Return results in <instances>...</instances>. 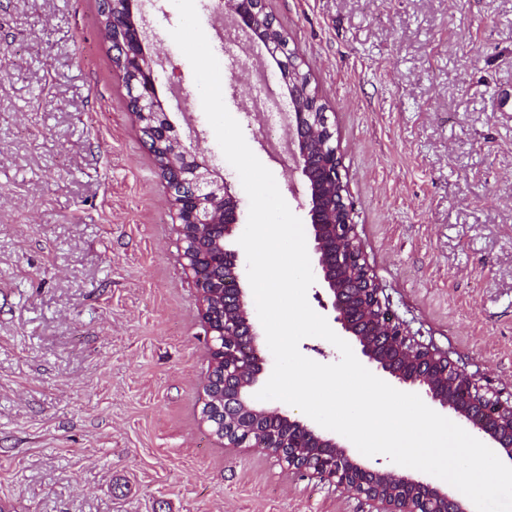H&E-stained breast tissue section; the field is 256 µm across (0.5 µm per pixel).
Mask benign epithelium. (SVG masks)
I'll use <instances>...</instances> for the list:
<instances>
[{
    "instance_id": "7a95c632",
    "label": "benign epithelium",
    "mask_w": 512,
    "mask_h": 512,
    "mask_svg": "<svg viewBox=\"0 0 512 512\" xmlns=\"http://www.w3.org/2000/svg\"><path fill=\"white\" fill-rule=\"evenodd\" d=\"M126 10L118 19L112 0H103L101 32L110 44L122 48L116 64L129 62L144 75V88L130 85L135 98L136 125L147 145L167 159L170 172H159L170 190L176 230L180 240L178 261L184 271L204 261L238 267V251L231 247L237 235L238 201L224 177L212 169L180 139L172 136L173 126L158 97L155 60L146 43L144 17L138 0H124ZM264 0H222L224 14L250 31L264 44L289 85L288 135L295 146L298 169L305 178L309 234L314 242L317 267L326 299L324 308L334 313V322L368 363L401 386L415 387L433 404L455 414L468 427L489 440L499 453L512 460V403L502 402L488 389L461 370L448 356L415 342L402 323L382 303L380 288L363 260L355 232L353 208L344 183L334 132L326 105L311 87L309 74L288 47L285 35L273 39V29L263 12ZM219 228L213 251L199 250L198 241ZM205 333L210 338L212 369L205 387L203 416L214 426L213 434L227 448H247L259 436L264 448L283 466L317 475L323 481L381 503L383 512H467L463 502L422 481L388 469L369 468L355 461L332 438L317 432L277 409H268L255 399V387L263 371L262 362L241 360V337L257 344L250 305L241 288L224 295V317L217 318L209 293L199 290ZM378 325V339L365 336L358 316ZM460 385L466 405H460L443 391Z\"/></svg>"
}]
</instances>
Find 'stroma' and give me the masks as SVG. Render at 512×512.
<instances>
[{"instance_id": "stroma-1", "label": "stroma", "mask_w": 512, "mask_h": 512, "mask_svg": "<svg viewBox=\"0 0 512 512\" xmlns=\"http://www.w3.org/2000/svg\"><path fill=\"white\" fill-rule=\"evenodd\" d=\"M327 106L380 297L419 343L512 400V0H265ZM223 99L299 218L306 185L250 108L290 99L266 48L196 0ZM178 135L249 200L145 0ZM0 499L12 512H379L228 448L170 193L127 109L97 0H0Z\"/></svg>"}]
</instances>
